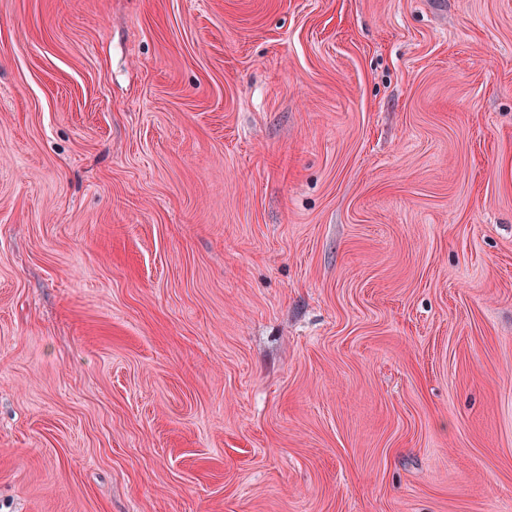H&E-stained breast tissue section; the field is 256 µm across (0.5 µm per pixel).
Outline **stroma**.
Segmentation results:
<instances>
[{
    "mask_svg": "<svg viewBox=\"0 0 512 512\" xmlns=\"http://www.w3.org/2000/svg\"><path fill=\"white\" fill-rule=\"evenodd\" d=\"M0 512H512V0H0Z\"/></svg>",
    "mask_w": 512,
    "mask_h": 512,
    "instance_id": "35a3bbf8",
    "label": "stroma"
}]
</instances>
